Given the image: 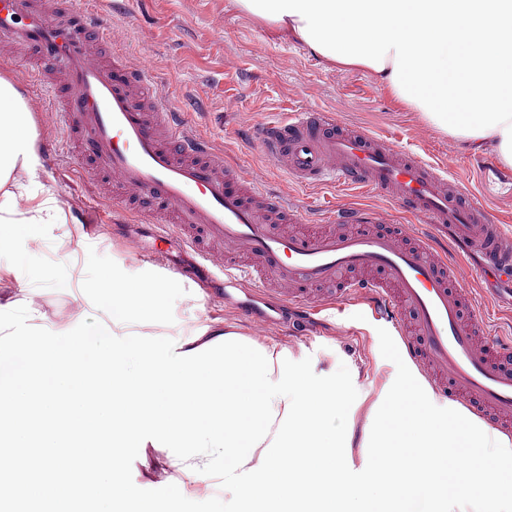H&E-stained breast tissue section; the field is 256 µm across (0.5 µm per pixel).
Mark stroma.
<instances>
[{"mask_svg": "<svg viewBox=\"0 0 512 512\" xmlns=\"http://www.w3.org/2000/svg\"><path fill=\"white\" fill-rule=\"evenodd\" d=\"M111 21L126 32L123 53L147 57L158 92L178 107L191 108L196 131L221 139L227 159L243 172L265 170L268 187L295 200L310 224L323 223L320 205L326 201L339 209L386 208L390 202L375 193L338 185L305 189L269 167L248 139L268 114L320 109L334 113L340 125L394 137L425 160L450 166L512 234V186L484 179L483 168L495 165L494 156L463 149L429 128L368 70L336 68L300 41L283 39L275 27L242 11L234 0H126L124 10L112 15ZM228 96L237 102L235 111L224 109ZM35 179L69 201L67 221L0 224V235L13 243L10 253L0 255V274L33 291L41 328L54 332L60 324L75 326L88 318L111 325V311L98 301L92 283L119 272L135 290L153 273L156 258L187 263L188 253L174 239L137 217L138 202L123 210L115 208L111 189L88 174L76 173L66 150H58L54 161L41 163ZM66 233L83 239L78 254L60 247ZM36 239L41 242L37 249L32 246ZM477 263L472 255L458 260L460 281L472 297L493 300L501 309V316L489 323L488 333L512 336V321L506 316L512 310V288L497 277L476 275ZM147 306L165 313L157 331L174 340L198 321L224 320L248 335L311 358L317 375H330L342 364L357 367L353 384L358 408L353 423L358 432L371 428L370 408L396 377L395 364L380 352L379 322L362 305L325 310L316 324L294 332L287 320L262 321L268 306L243 292L231 291L224 300L195 279L181 276L176 287L155 289Z\"/></svg>", "mask_w": 512, "mask_h": 512, "instance_id": "stroma-1", "label": "stroma"}]
</instances>
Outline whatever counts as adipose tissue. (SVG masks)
<instances>
[{
  "label": "adipose tissue",
  "mask_w": 512,
  "mask_h": 512,
  "mask_svg": "<svg viewBox=\"0 0 512 512\" xmlns=\"http://www.w3.org/2000/svg\"><path fill=\"white\" fill-rule=\"evenodd\" d=\"M284 37L362 67L426 125L512 168V0H236ZM27 102L0 78V224H62L58 194L32 187L40 163ZM113 278V327L142 325V295Z\"/></svg>",
  "instance_id": "1"
}]
</instances>
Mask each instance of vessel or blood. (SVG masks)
I'll list each match as a JSON object with an SVG mask.
<instances>
[{
  "instance_id": "obj_1",
  "label": "vessel or blood",
  "mask_w": 512,
  "mask_h": 512,
  "mask_svg": "<svg viewBox=\"0 0 512 512\" xmlns=\"http://www.w3.org/2000/svg\"><path fill=\"white\" fill-rule=\"evenodd\" d=\"M65 18L37 0H0V47L32 65L54 62L64 85L43 80L35 112H53L76 168L93 162L126 196H143L163 235L230 284L306 318L358 301L391 323L403 357L433 389L498 432L512 430V349L459 282L452 247L479 255L512 283V234L472 201L450 172L387 138L340 126L317 110L273 115L249 135L274 168L298 184L366 188L394 211H331L343 232L285 231L301 214L260 175L244 178L221 141L189 128L187 111L153 91L143 61L115 53L117 31L95 6L65 4ZM425 223H399L397 213ZM282 230H274V223ZM372 272L369 280L351 272ZM410 325H403L402 315Z\"/></svg>"
}]
</instances>
